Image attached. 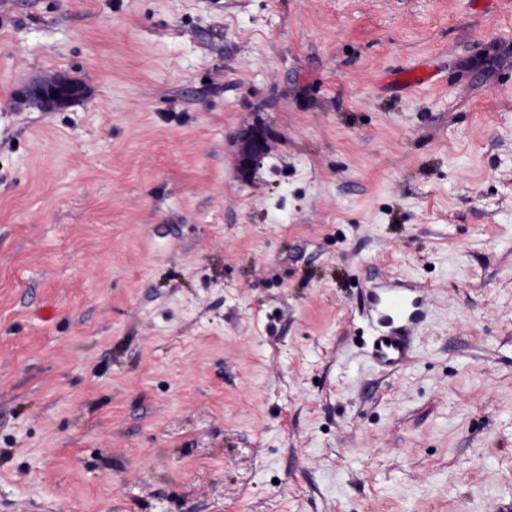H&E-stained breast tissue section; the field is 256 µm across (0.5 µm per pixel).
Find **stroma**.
<instances>
[{
    "label": "stroma",
    "instance_id": "stroma-1",
    "mask_svg": "<svg viewBox=\"0 0 512 512\" xmlns=\"http://www.w3.org/2000/svg\"><path fill=\"white\" fill-rule=\"evenodd\" d=\"M51 72L89 96L22 101ZM510 496L512 0H0V512ZM236 161L238 171L247 179L252 170L271 151V133L264 127L241 129L235 136ZM374 313L383 329L373 337L369 356L380 367L399 368L409 360L411 336L424 319L423 298L409 288H391L374 301Z\"/></svg>",
    "mask_w": 512,
    "mask_h": 512
}]
</instances>
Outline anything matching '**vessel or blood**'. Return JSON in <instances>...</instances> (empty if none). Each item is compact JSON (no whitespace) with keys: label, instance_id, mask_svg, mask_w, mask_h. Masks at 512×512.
I'll return each mask as SVG.
<instances>
[{"label":"vessel or blood","instance_id":"b4317fda","mask_svg":"<svg viewBox=\"0 0 512 512\" xmlns=\"http://www.w3.org/2000/svg\"><path fill=\"white\" fill-rule=\"evenodd\" d=\"M374 312L381 329L374 337L370 358L389 369L403 366L412 353L411 336L425 316L422 297L411 289L395 287L375 300Z\"/></svg>","mask_w":512,"mask_h":512}]
</instances>
